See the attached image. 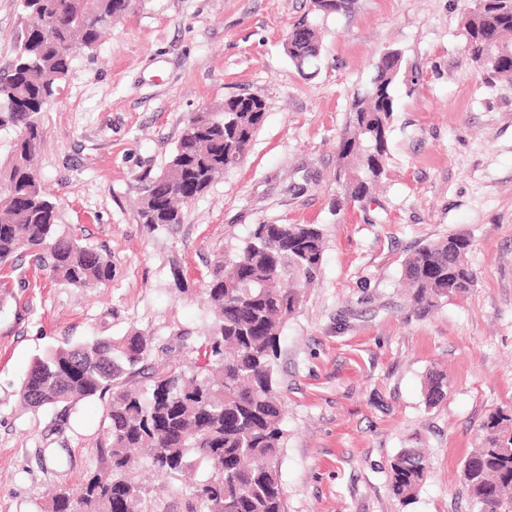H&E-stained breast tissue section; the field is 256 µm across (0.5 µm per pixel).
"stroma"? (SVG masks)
Listing matches in <instances>:
<instances>
[{"mask_svg":"<svg viewBox=\"0 0 512 512\" xmlns=\"http://www.w3.org/2000/svg\"><path fill=\"white\" fill-rule=\"evenodd\" d=\"M468 0H354L320 23L321 59L303 77L285 52L311 0H134L90 51L74 53L43 114L37 169L58 222L112 257V280L78 290L29 260L0 268V512H37L53 489L96 467L107 421L95 397L70 411L22 406L44 350L139 331L153 361L191 368L208 322L201 289L215 254L256 224H318L320 276L288 321L275 361L286 405L281 480L288 512H470L462 466L482 424L512 407V82H488L464 49ZM28 18L0 0V70ZM401 79L387 175L334 209L337 146L354 90L382 53ZM253 95L264 122L236 167L155 229L137 214L142 179L161 172L191 112ZM464 233L477 279L461 299L414 315L405 259ZM181 273L185 291L173 286ZM448 393L427 406L428 372ZM424 449L413 503L390 490L389 462ZM145 512H189L190 478L147 473Z\"/></svg>","mask_w":512,"mask_h":512,"instance_id":"35a3bbf8","label":"stroma"}]
</instances>
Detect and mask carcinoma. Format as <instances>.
<instances>
[{"instance_id":"carcinoma-1","label":"carcinoma","mask_w":512,"mask_h":512,"mask_svg":"<svg viewBox=\"0 0 512 512\" xmlns=\"http://www.w3.org/2000/svg\"><path fill=\"white\" fill-rule=\"evenodd\" d=\"M133 0H23L30 22L12 67L0 73V129L17 137L0 162V267L21 257L49 269L76 289L112 281V259L73 235L59 233L57 203L34 168L44 137L41 116L56 100L78 49H92L112 20ZM288 32V56L306 77L319 59L318 20L351 12L353 0H312ZM512 0H473L464 26L465 49L487 79H512ZM401 55L374 63L370 84L354 94L348 129L338 146L337 204L372 196L386 170L394 87ZM266 105L252 95L224 100L192 113L165 169L143 179L138 217L152 228L183 222L181 205L202 195L242 156L262 126ZM465 234L432 241L406 258L409 306L423 316L469 293L476 275ZM325 247L319 224H257L234 251L215 255L205 285L210 325L201 345L204 364L187 373L160 363L147 388L131 385L152 355L139 332L96 337L37 356L19 398L28 408L63 407L108 397L106 431L97 444V471L79 494L58 488L41 512H142L147 492L143 464L171 477L203 467L206 478L190 487L194 512H286L280 469L285 432L283 397L274 361L285 325L300 305V288L320 274ZM425 401L446 396L447 378L432 371ZM480 446L462 466L472 512H512V409L492 413ZM428 460L405 449L389 463L390 489L411 503Z\"/></svg>"}]
</instances>
